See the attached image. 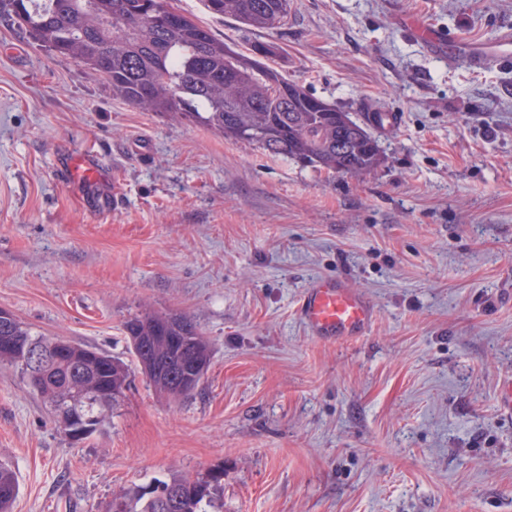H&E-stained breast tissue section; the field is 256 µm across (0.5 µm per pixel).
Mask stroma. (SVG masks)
<instances>
[{
  "mask_svg": "<svg viewBox=\"0 0 512 512\" xmlns=\"http://www.w3.org/2000/svg\"><path fill=\"white\" fill-rule=\"evenodd\" d=\"M175 8L352 119L386 155L340 175L113 96L98 73L33 45L0 14V307L33 333L120 357L130 386L99 432L58 430L0 364V463L12 512H104L155 480L223 473L211 512H512V64L468 58L512 24V0H290L247 29L202 0ZM446 35L456 55L407 32ZM94 155L121 209L94 215L60 176ZM373 303L365 336H310L314 282ZM188 316L204 380L161 396L125 321ZM19 489L15 472L8 465L0 464V512L10 511Z\"/></svg>",
  "mask_w": 512,
  "mask_h": 512,
  "instance_id": "35a3bbf8",
  "label": "stroma"
}]
</instances>
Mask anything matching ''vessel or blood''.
Listing matches in <instances>:
<instances>
[{
  "label": "vessel or blood",
  "instance_id": "1",
  "mask_svg": "<svg viewBox=\"0 0 512 512\" xmlns=\"http://www.w3.org/2000/svg\"><path fill=\"white\" fill-rule=\"evenodd\" d=\"M511 59L512 28L508 27L501 31L490 50L474 54L470 62L483 67ZM64 167L72 184L98 186V193L87 200L92 213L105 214L120 206V191L106 187V178L95 158L87 154L71 155L66 157ZM298 312L311 335L332 340L365 335L375 317L369 300L338 278L316 281L302 297Z\"/></svg>",
  "mask_w": 512,
  "mask_h": 512
}]
</instances>
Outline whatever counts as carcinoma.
Here are the masks:
<instances>
[{"label": "carcinoma", "instance_id": "cac0c4a2", "mask_svg": "<svg viewBox=\"0 0 512 512\" xmlns=\"http://www.w3.org/2000/svg\"><path fill=\"white\" fill-rule=\"evenodd\" d=\"M206 10L232 18L243 27L272 30L288 20L290 0H203ZM15 21L32 43L79 60L102 74L112 94L145 112H176L225 139L336 174H370L385 163L368 124L358 123L336 106L288 81L264 60L279 53L258 43L250 54L232 49L209 28L168 0H7ZM133 336H183L164 351L163 374L150 383L177 400L178 378L191 375L194 363L209 360L210 346L192 321L181 314L135 315L125 322ZM53 341L32 334L16 319L0 321V364L21 368L41 380L37 395L48 405L77 396L89 433L99 429L104 413L119 405L112 391L124 390L127 365L107 352L66 344L56 356ZM34 346L42 359L22 363ZM223 474L157 482L149 498L137 488L119 497L124 512H208L214 485ZM19 494L15 472L0 464V512H10Z\"/></svg>", "mask_w": 512, "mask_h": 512}]
</instances>
